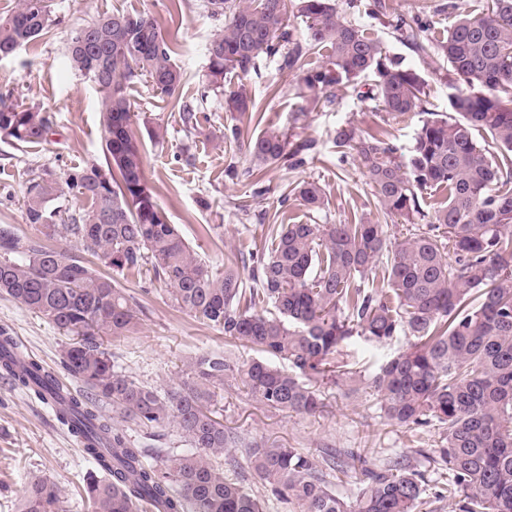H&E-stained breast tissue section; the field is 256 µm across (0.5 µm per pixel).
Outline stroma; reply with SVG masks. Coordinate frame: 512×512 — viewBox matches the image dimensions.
<instances>
[{
    "label": "stroma",
    "instance_id": "1",
    "mask_svg": "<svg viewBox=\"0 0 512 512\" xmlns=\"http://www.w3.org/2000/svg\"><path fill=\"white\" fill-rule=\"evenodd\" d=\"M461 11L476 14L486 0H389L392 13L374 17L370 0H338L340 13L362 26L390 53L402 55L419 71L430 92L431 110L448 111V79L453 70L436 51L416 56L397 39L393 17L428 5L433 27L431 38L446 34L448 2ZM142 12L152 17L171 40L174 59L185 75L184 94H195L209 60L205 46L219 28L202 0H54L57 19L50 32L17 52L0 57V96L13 102L38 105L53 122L48 142L15 145L0 136V225H11L22 237L37 236L23 215V197L30 179L46 172L62 173L88 163H104L105 138L102 104L88 77L66 65L70 31L102 14L113 11ZM299 71L284 70L275 58L259 60L255 71L232 77L233 86H244L258 102L261 123L242 121V140L256 136L261 128H279L292 141L313 143L307 162L298 168L269 166L263 178L267 189L253 196L250 181L229 178L228 167H248L245 151H230L222 135L228 117L224 99L208 97L197 102L201 123L185 131L177 109L167 104L146 82L127 90L137 116L133 132L142 145L144 178L157 195L170 223L176 224L186 242L212 271L239 264L242 255L262 250L269 243L271 224L385 225L389 237L415 232L412 224L397 222L380 209L374 191L355 157L339 161L333 146L338 126L350 123L359 130L382 133L384 139L407 154L420 125L419 118L388 117L376 101L361 98L369 82L362 79L335 89L336 102L323 108L304 109L299 95ZM163 132L155 142L151 131ZM192 163H185V155ZM314 180L321 184L328 203L312 212L290 196V185ZM121 288L134 298L139 317L134 331L120 338L105 337L104 346L119 369L145 385L158 389L176 382L185 362L205 353H227L237 360L257 357L255 348L225 342L222 332L194 318L172 302L163 284L143 290L139 278L122 276ZM0 327L47 369L62 373V349L67 341L61 331L39 314L0 297ZM408 336L398 335L378 347L355 339L341 345L338 360L360 372L363 382L357 392L331 384L321 386L325 407L308 416L266 408L249 397L234 381L218 389L214 404L217 417L244 443L265 440L312 456L323 449L357 455L367 467L379 469L395 459H406L425 478L426 498H435L440 479L429 456L441 441V431L430 425L409 432L392 425L381 415L377 395L369 382L383 355L405 349ZM135 447L147 449L149 461L180 454L189 445L173 427L144 430L129 427ZM242 447L221 458L225 476L235 477L245 464ZM92 460L78 441L57 420L51 407L32 392L17 387L0 374V512H19L27 483L35 477L55 482L64 512H91L83 493Z\"/></svg>",
    "mask_w": 512,
    "mask_h": 512
}]
</instances>
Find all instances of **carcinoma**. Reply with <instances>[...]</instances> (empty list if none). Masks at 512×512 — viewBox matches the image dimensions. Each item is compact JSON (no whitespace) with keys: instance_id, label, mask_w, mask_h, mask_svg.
Here are the masks:
<instances>
[{"instance_id":"carcinoma-1","label":"carcinoma","mask_w":512,"mask_h":512,"mask_svg":"<svg viewBox=\"0 0 512 512\" xmlns=\"http://www.w3.org/2000/svg\"><path fill=\"white\" fill-rule=\"evenodd\" d=\"M204 9L224 25L208 44L209 71L197 97L224 95L231 120L224 142L239 143L234 121L256 108L244 90L225 89L227 75H248L264 56L293 70L302 57L323 50L321 63L300 77L307 105L332 104L336 86L370 73V98L381 111L422 116L406 159L350 123L336 128L334 145L342 157L355 152L387 215L423 221L428 230L392 240L384 225L371 222L273 224L270 245L242 258L255 287H244L237 266L213 272L168 222L144 179L142 145L132 131L127 88L143 79L178 109L186 128L199 124L196 107L181 95L183 73L172 44L147 14H103L71 30L67 61L99 94L109 164L31 179L24 219L47 239L75 242L112 275L0 227V295L73 337L61 364L86 391L64 388L53 371L18 351L4 327L0 372L55 403L69 433L90 441L84 452L96 468L84 492L92 512H264L260 498L216 465L237 437L212 417L215 390L231 379L264 407L314 415L323 406L317 384L355 390L361 383L336 361L339 346L354 336L385 344L402 331L413 341L383 361L371 380L384 417L411 431L439 426L434 468L444 478L442 493L459 499L460 512H512V0H489L479 14H458L435 42L419 15L397 17L400 42L418 56L434 47L451 64L458 85L448 96V115L428 108L419 71L344 21L336 0H204ZM52 13L53 0H17L0 18V56L47 34ZM293 17L306 25L302 41L292 38ZM51 125L41 108L0 98L1 136L42 143ZM480 130L490 138L483 145L474 135ZM312 147L291 142L280 129L251 138L245 174L254 192L266 167L301 166ZM432 186L445 187L448 196L430 213L420 199ZM66 191L85 205L55 204ZM293 191L312 211L328 202L316 181ZM383 258V286L365 288ZM131 273L165 285L181 309L263 357L239 363L218 353L195 356L162 391L116 368L99 337L125 336L136 327L133 297L115 279ZM263 304L273 310H258ZM99 401L112 404L119 420L102 414ZM127 424L174 427L190 449L149 463L144 449L132 447ZM323 461L346 475L356 458L328 454ZM245 464L298 512H435L424 497L423 475L401 461L362 469L352 500L294 448L255 440ZM21 512H63L58 486L33 480Z\"/></svg>"}]
</instances>
